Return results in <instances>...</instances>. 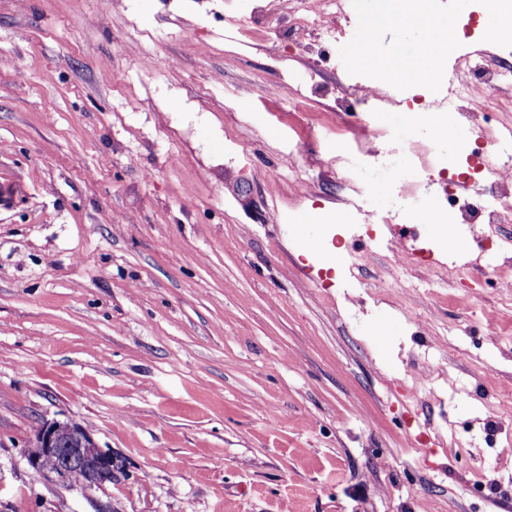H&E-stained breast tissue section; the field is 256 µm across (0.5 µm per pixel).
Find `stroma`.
<instances>
[{
    "label": "stroma",
    "instance_id": "stroma-1",
    "mask_svg": "<svg viewBox=\"0 0 512 512\" xmlns=\"http://www.w3.org/2000/svg\"><path fill=\"white\" fill-rule=\"evenodd\" d=\"M234 0H0V512H94L39 479L44 421L126 460L112 512H512V224L406 235L376 214L419 164L493 202L464 118L345 112L358 76L287 46ZM488 11L466 6L462 48ZM176 69H168L169 59ZM318 68L275 97L281 71ZM405 138L396 171L345 178L336 119ZM330 264L292 224L312 212ZM372 253L355 267L359 247ZM463 267L449 276V265Z\"/></svg>",
    "mask_w": 512,
    "mask_h": 512
}]
</instances>
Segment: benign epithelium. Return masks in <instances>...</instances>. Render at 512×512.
Listing matches in <instances>:
<instances>
[{"label": "benign epithelium", "mask_w": 512, "mask_h": 512, "mask_svg": "<svg viewBox=\"0 0 512 512\" xmlns=\"http://www.w3.org/2000/svg\"><path fill=\"white\" fill-rule=\"evenodd\" d=\"M26 454L36 475L66 488L87 493L110 485L116 490L127 478L124 457L101 448L84 427L64 421H46L36 430Z\"/></svg>", "instance_id": "obj_1"}]
</instances>
